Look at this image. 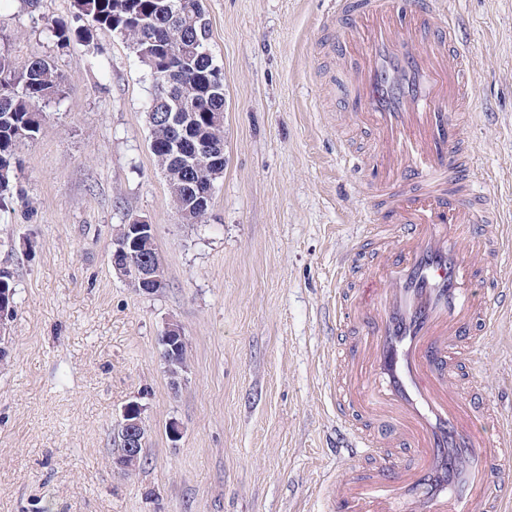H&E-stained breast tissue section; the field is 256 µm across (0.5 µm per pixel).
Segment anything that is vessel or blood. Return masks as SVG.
<instances>
[{
    "instance_id": "obj_1",
    "label": "vessel or blood",
    "mask_w": 512,
    "mask_h": 512,
    "mask_svg": "<svg viewBox=\"0 0 512 512\" xmlns=\"http://www.w3.org/2000/svg\"><path fill=\"white\" fill-rule=\"evenodd\" d=\"M324 34L337 115L375 137L366 152L341 141L339 160L369 173L384 217L336 291V329L355 336L334 391L344 512H512L499 468L512 433L486 430L494 406L462 364L493 303L512 302L504 226L465 136L474 61L440 0H336Z\"/></svg>"
}]
</instances>
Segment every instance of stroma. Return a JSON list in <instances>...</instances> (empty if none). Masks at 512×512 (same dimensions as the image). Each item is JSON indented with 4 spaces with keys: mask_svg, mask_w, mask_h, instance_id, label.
I'll list each match as a JSON object with an SVG mask.
<instances>
[{
    "mask_svg": "<svg viewBox=\"0 0 512 512\" xmlns=\"http://www.w3.org/2000/svg\"><path fill=\"white\" fill-rule=\"evenodd\" d=\"M335 0H204L224 75V172L204 223L173 206L149 148L152 80L119 35L47 27L73 0H0L17 66L50 59L70 92L22 146L0 208V270L16 289L0 365V512H337L339 264L374 215L364 174L338 161L336 106L315 51ZM477 74L467 137L512 226V0H444ZM155 226L163 290L112 268L120 224ZM188 364L171 387L167 322ZM480 389L512 424V311L475 360ZM142 409L144 464L113 469V431ZM182 437L171 442L169 423ZM161 340L165 345L161 353L164 364L170 376V384L172 387H177L179 384L180 372L172 365L173 357L175 356L176 349L181 345L183 340L182 328L176 323H167L164 327Z\"/></svg>",
    "mask_w": 512,
    "mask_h": 512,
    "instance_id": "1",
    "label": "stroma"
}]
</instances>
